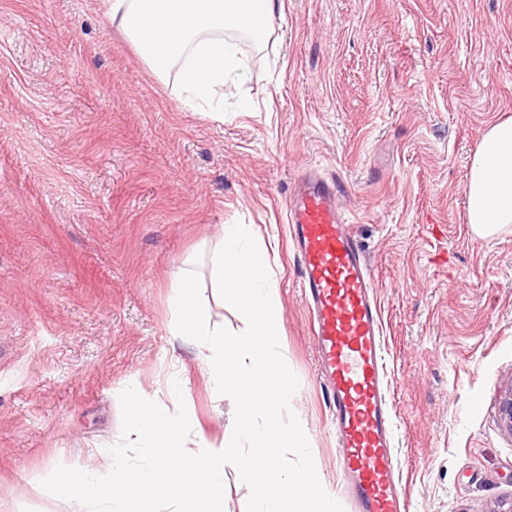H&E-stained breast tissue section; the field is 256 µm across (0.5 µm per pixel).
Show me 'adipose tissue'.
I'll return each mask as SVG.
<instances>
[{
  "label": "adipose tissue",
  "mask_w": 512,
  "mask_h": 512,
  "mask_svg": "<svg viewBox=\"0 0 512 512\" xmlns=\"http://www.w3.org/2000/svg\"><path fill=\"white\" fill-rule=\"evenodd\" d=\"M113 24L158 76L173 77L187 104L211 101L228 80H244L236 36L263 45L280 0H105ZM467 222L481 237L512 224V117L489 125L470 163Z\"/></svg>",
  "instance_id": "obj_1"
}]
</instances>
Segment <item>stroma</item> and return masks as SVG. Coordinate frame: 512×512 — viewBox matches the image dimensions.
I'll list each match as a JSON object with an SVG mask.
<instances>
[{
	"instance_id": "35a3bbf8",
	"label": "stroma",
	"mask_w": 512,
	"mask_h": 512,
	"mask_svg": "<svg viewBox=\"0 0 512 512\" xmlns=\"http://www.w3.org/2000/svg\"><path fill=\"white\" fill-rule=\"evenodd\" d=\"M282 3L263 48L240 42L248 78L218 121L180 103L103 0H0V512H73L40 482L105 468L130 383L172 410L181 374L205 437L232 431L169 298L238 222L277 279L293 412L346 502L288 238L308 171L340 182L369 261L408 512L512 501V225L480 238L466 214L472 155L512 115V0Z\"/></svg>"
}]
</instances>
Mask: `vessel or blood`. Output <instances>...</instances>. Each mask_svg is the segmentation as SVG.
<instances>
[{
  "label": "vessel or blood",
  "instance_id": "b4317fda",
  "mask_svg": "<svg viewBox=\"0 0 512 512\" xmlns=\"http://www.w3.org/2000/svg\"><path fill=\"white\" fill-rule=\"evenodd\" d=\"M339 194L337 182L314 173L295 181L288 235L353 512H406L380 305Z\"/></svg>",
  "mask_w": 512,
  "mask_h": 512
}]
</instances>
